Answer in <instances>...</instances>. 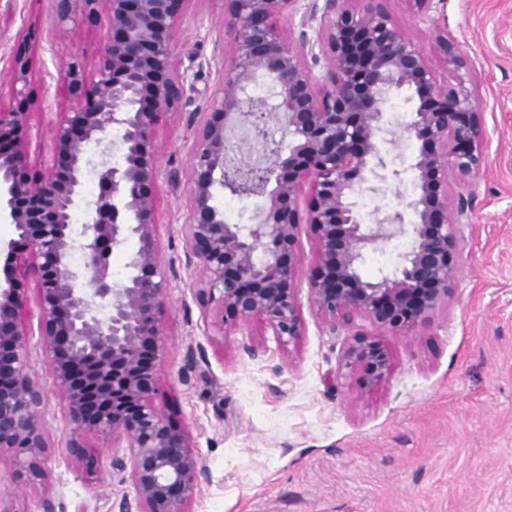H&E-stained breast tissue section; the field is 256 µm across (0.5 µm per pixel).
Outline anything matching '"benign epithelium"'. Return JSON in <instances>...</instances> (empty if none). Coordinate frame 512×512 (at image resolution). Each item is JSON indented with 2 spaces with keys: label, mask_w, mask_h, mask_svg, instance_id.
Segmentation results:
<instances>
[{
  "label": "benign epithelium",
  "mask_w": 512,
  "mask_h": 512,
  "mask_svg": "<svg viewBox=\"0 0 512 512\" xmlns=\"http://www.w3.org/2000/svg\"><path fill=\"white\" fill-rule=\"evenodd\" d=\"M185 2L59 0L61 22L77 4L102 15L109 35L93 71L78 61L64 68L73 107L51 129L53 154L42 176L26 175L34 113L0 110V223L16 233L5 244L12 266L0 279V467L25 484L46 479L48 397L31 373L40 351L65 404L71 451L86 473L97 472L98 460L86 453L85 437L128 442V452H112V470L129 473L130 482L112 504L115 512H186L206 478L189 432L155 405L168 353L162 182L189 188L186 263L201 269L200 294L211 306L216 335H224L229 312L242 322H266L287 346L304 332L295 251L304 227L317 246L309 276L313 307L330 332L350 328L358 317L403 333L430 322L459 276L456 226L469 219L468 200L449 201V178L488 163L482 106L460 75L468 67L461 46L446 32L437 35L444 63L456 74L454 85L440 81L415 38L394 24L393 0H369L362 13L349 7L351 0H310L292 44L277 19L289 16L296 0H224L222 21L209 30L213 54L224 60L214 91L188 83L173 54ZM26 42L24 34L9 58L14 97L26 95L33 80ZM258 83L273 90L262 112L253 111ZM403 91L418 100L403 130L418 143L413 219L378 211L366 224L355 197L399 175L377 141L388 132L386 102ZM169 115L192 130L185 172L161 166L158 132ZM272 123L284 126L289 141L270 135ZM114 128L123 156L112 165L106 157ZM237 130L265 137L273 161L263 168L234 162ZM92 142L100 147L96 158L86 153ZM92 174L101 190L77 231L72 215ZM220 189L261 198L255 222L226 223L214 205ZM400 237L410 245L395 271L363 278L366 253ZM130 239L128 273L115 280L110 258ZM31 283L34 312L27 308ZM201 360L203 349L187 350L182 383ZM390 368L388 351L373 338L349 344L339 362L362 391L384 381ZM39 507L87 512L83 504L68 510L49 491Z\"/></svg>",
  "instance_id": "obj_1"
}]
</instances>
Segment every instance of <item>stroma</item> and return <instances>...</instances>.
Returning a JSON list of instances; mask_svg holds the SVG:
<instances>
[{
    "label": "stroma",
    "instance_id": "1",
    "mask_svg": "<svg viewBox=\"0 0 512 512\" xmlns=\"http://www.w3.org/2000/svg\"><path fill=\"white\" fill-rule=\"evenodd\" d=\"M223 11L222 0L183 5L174 56L183 68L201 63L200 88H216L222 73L207 33ZM392 16L438 76L446 69L436 34L458 42L470 65L466 85L483 103L488 163L450 188L451 198L472 203L459 278L447 305L411 333L360 318L332 336L312 305L307 275L316 246L305 231L297 245L303 336L281 346L258 320L216 336L199 272L185 264L188 192L161 185V259L174 276L156 403L187 429L207 471L188 512H512V0H429L420 13L410 0H395ZM22 30L32 34L31 92L0 99V107L34 111L43 134L31 143V163L42 171L52 157L49 131L69 106L58 71L73 60L96 67L108 28L104 17L84 12L60 25L54 0H0V58ZM159 144L163 168L186 167L191 135L181 121L164 119ZM379 146L400 176L372 195V207L407 211L418 192L411 167L418 145L387 135ZM357 334L379 339L392 361L389 377L364 394L354 376L338 371ZM249 345L259 357L246 353ZM191 346L203 348L206 360L184 384L180 368ZM31 372L49 399L45 489L68 505L110 512L129 487L112 471L111 449L100 437L86 439L98 458V474L88 478L67 446L64 403L45 358Z\"/></svg>",
    "mask_w": 512,
    "mask_h": 512
}]
</instances>
